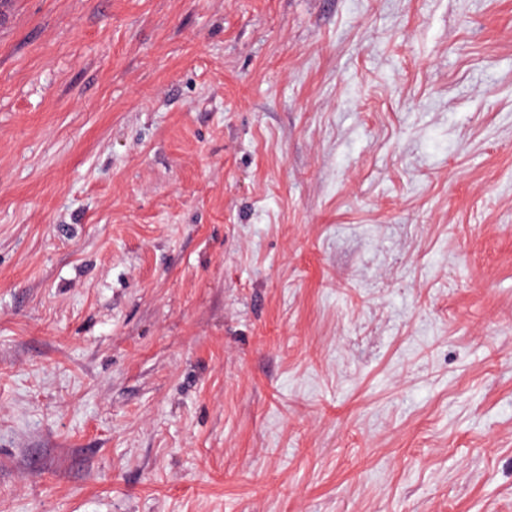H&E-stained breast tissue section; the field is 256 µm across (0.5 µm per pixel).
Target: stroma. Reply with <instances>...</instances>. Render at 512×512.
<instances>
[{"mask_svg":"<svg viewBox=\"0 0 512 512\" xmlns=\"http://www.w3.org/2000/svg\"><path fill=\"white\" fill-rule=\"evenodd\" d=\"M0 512H512V0H0Z\"/></svg>","mask_w":512,"mask_h":512,"instance_id":"1","label":"stroma"}]
</instances>
